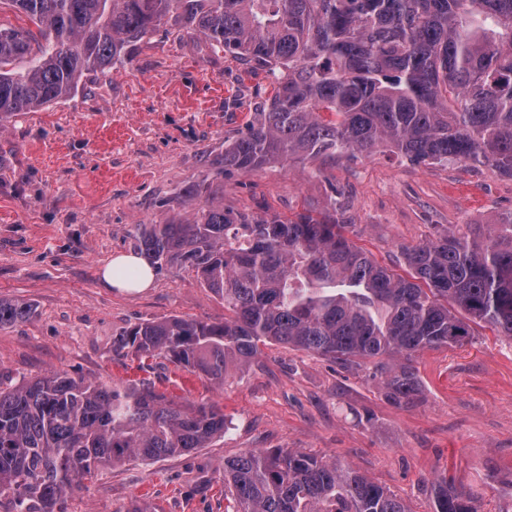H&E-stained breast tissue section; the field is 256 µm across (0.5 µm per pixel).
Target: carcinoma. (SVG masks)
<instances>
[{
  "label": "carcinoma",
  "mask_w": 512,
  "mask_h": 512,
  "mask_svg": "<svg viewBox=\"0 0 512 512\" xmlns=\"http://www.w3.org/2000/svg\"><path fill=\"white\" fill-rule=\"evenodd\" d=\"M26 18L0 26V125L107 75L166 24L217 55L266 69L274 95L212 161L248 173L290 159L334 161L379 147L414 165L471 162L512 178V0H0ZM336 212L255 218L212 205L144 226L154 268L181 262L230 315L136 324L119 354L163 358L218 385L275 342L357 369L393 404L421 394L415 358L467 343L474 326L512 339V212L450 227L403 249L406 274L345 235ZM33 306L0 297V328ZM224 411L149 379L107 385L50 372L0 379V509L65 512L67 495L105 467L205 448ZM235 512H409L339 462L299 450L224 460ZM432 512H478L472 491L439 480Z\"/></svg>",
  "instance_id": "obj_1"
}]
</instances>
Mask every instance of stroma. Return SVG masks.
I'll list each match as a JSON object with an SVG mask.
<instances>
[{
  "instance_id": "1",
  "label": "stroma",
  "mask_w": 512,
  "mask_h": 512,
  "mask_svg": "<svg viewBox=\"0 0 512 512\" xmlns=\"http://www.w3.org/2000/svg\"><path fill=\"white\" fill-rule=\"evenodd\" d=\"M273 94L265 68L210 57L194 31L160 29L131 63L0 126V296L36 307L31 320L0 328V376L149 378L187 401L217 404L227 421L208 447L100 470L68 495L66 512H232L225 459L273 448L350 464L411 512H431V486L443 477L474 491L479 512L512 504V340L489 328L416 358L422 394L411 407L386 399L370 364L347 371L278 344L222 388L162 359L113 353V339L140 322L224 317L223 303L180 264L156 269L139 293L102 284L101 266L133 252L138 225L212 204L284 217L332 206L357 245L398 269L403 247L512 211V179L488 168L414 165L380 152L217 175L211 161ZM204 178L214 197L184 196Z\"/></svg>"
}]
</instances>
